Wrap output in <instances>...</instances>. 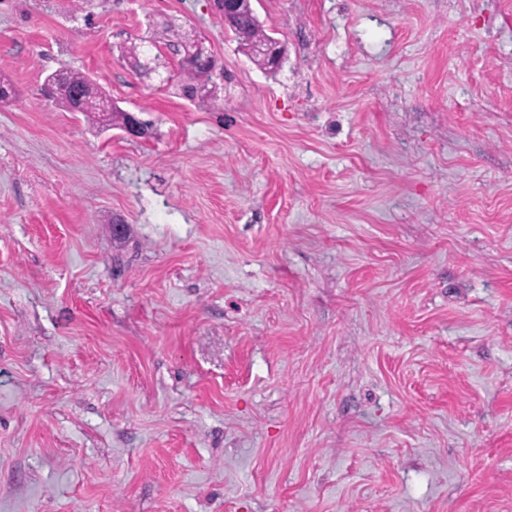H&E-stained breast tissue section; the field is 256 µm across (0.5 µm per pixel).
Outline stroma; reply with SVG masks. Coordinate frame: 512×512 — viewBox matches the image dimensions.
Returning a JSON list of instances; mask_svg holds the SVG:
<instances>
[{
  "instance_id": "obj_1",
  "label": "stroma",
  "mask_w": 512,
  "mask_h": 512,
  "mask_svg": "<svg viewBox=\"0 0 512 512\" xmlns=\"http://www.w3.org/2000/svg\"><path fill=\"white\" fill-rule=\"evenodd\" d=\"M253 7L277 73L211 0H0V512H512V0ZM162 37L158 39L163 40V45L168 51H173V48L183 45L190 40L194 34L192 31H188L183 26L175 25L172 23H165L162 26ZM153 34L154 35L149 37H141L139 39V43L131 42L129 46L124 47V49L121 51L122 58L126 60L135 70L144 69L141 64L140 56L143 55V52H146L145 48L156 46V43L160 42L159 40H156V33ZM178 59L179 92L187 100L201 106L215 101L218 88L212 80V68L193 65L183 60L182 56L173 55ZM49 79L53 87V95L58 105L68 112H83L87 117L95 114L102 119L112 121V114L122 126L127 118L126 111L112 105V101L86 75L74 71H59ZM74 92H81L83 99L77 103L73 98ZM107 113V114H105ZM141 120L130 113V119L124 131L131 136L141 137L144 134Z\"/></svg>"
}]
</instances>
